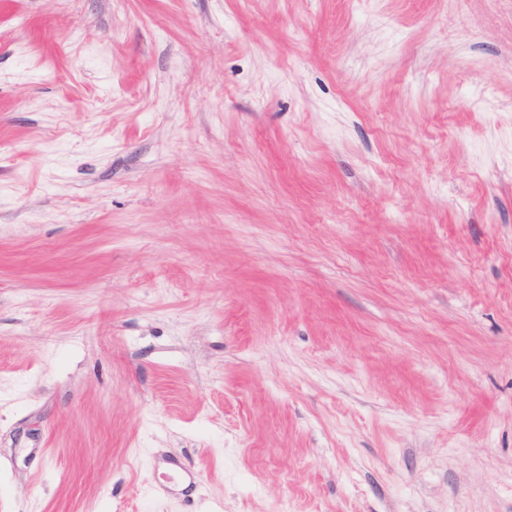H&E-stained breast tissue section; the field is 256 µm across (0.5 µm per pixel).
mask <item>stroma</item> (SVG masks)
<instances>
[{"label": "stroma", "instance_id": "stroma-1", "mask_svg": "<svg viewBox=\"0 0 512 512\" xmlns=\"http://www.w3.org/2000/svg\"><path fill=\"white\" fill-rule=\"evenodd\" d=\"M284 503L512 512V0H0V512Z\"/></svg>", "mask_w": 512, "mask_h": 512}]
</instances>
